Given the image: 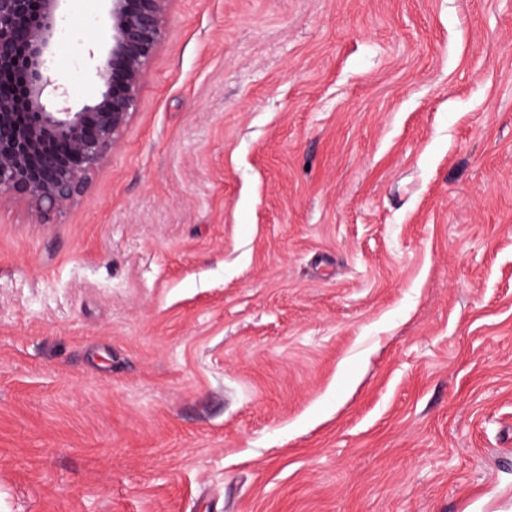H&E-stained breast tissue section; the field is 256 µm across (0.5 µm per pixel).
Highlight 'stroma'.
<instances>
[{
  "mask_svg": "<svg viewBox=\"0 0 512 512\" xmlns=\"http://www.w3.org/2000/svg\"><path fill=\"white\" fill-rule=\"evenodd\" d=\"M164 29L80 200L0 206V512H512V0Z\"/></svg>",
  "mask_w": 512,
  "mask_h": 512,
  "instance_id": "stroma-1",
  "label": "stroma"
}]
</instances>
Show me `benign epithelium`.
<instances>
[{"label": "benign epithelium", "instance_id": "benign-epithelium-1", "mask_svg": "<svg viewBox=\"0 0 512 512\" xmlns=\"http://www.w3.org/2000/svg\"><path fill=\"white\" fill-rule=\"evenodd\" d=\"M66 0H0V206L73 204L123 137L140 82L164 39L169 0H107L111 45L97 96L74 111L50 77Z\"/></svg>", "mask_w": 512, "mask_h": 512}]
</instances>
